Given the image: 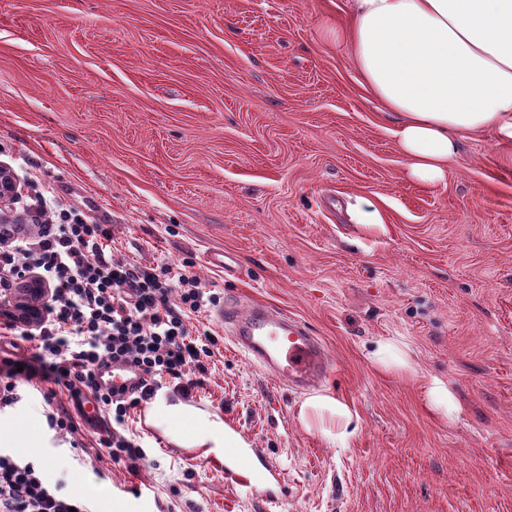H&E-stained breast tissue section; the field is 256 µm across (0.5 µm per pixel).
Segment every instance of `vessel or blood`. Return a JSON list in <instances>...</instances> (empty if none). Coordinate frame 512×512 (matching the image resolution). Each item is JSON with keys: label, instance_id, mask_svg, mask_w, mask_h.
Returning <instances> with one entry per match:
<instances>
[{"label": "vessel or blood", "instance_id": "vessel-or-blood-1", "mask_svg": "<svg viewBox=\"0 0 512 512\" xmlns=\"http://www.w3.org/2000/svg\"><path fill=\"white\" fill-rule=\"evenodd\" d=\"M212 315L220 327L229 328L232 344L275 380L305 389L330 370L324 344L304 323L290 315L259 303L244 312L219 305L214 307ZM94 373L96 381L105 388L134 389L140 385L138 375L109 363L95 368ZM226 454L235 462L233 474L239 485L268 482V474L254 470L240 449H227Z\"/></svg>", "mask_w": 512, "mask_h": 512}]
</instances>
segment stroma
I'll return each instance as SVG.
<instances>
[{
    "label": "stroma",
    "mask_w": 512,
    "mask_h": 512,
    "mask_svg": "<svg viewBox=\"0 0 512 512\" xmlns=\"http://www.w3.org/2000/svg\"><path fill=\"white\" fill-rule=\"evenodd\" d=\"M348 17V0H0V166L22 193L106 210L115 258L189 261L217 302L300 318L333 360L319 390L359 416L328 445L296 419L304 392L222 331L191 401L279 485L248 490L138 419L143 468L98 479L39 398L0 414V440L29 433L44 479L92 512H512V167L477 137L444 183L408 179L395 117L330 37ZM394 340L406 371L371 358ZM435 377L451 417L427 404Z\"/></svg>",
    "instance_id": "35a3bbf8"
}]
</instances>
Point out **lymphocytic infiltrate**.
Segmentation results:
<instances>
[{"instance_id": "1", "label": "lymphocytic infiltrate", "mask_w": 512, "mask_h": 512, "mask_svg": "<svg viewBox=\"0 0 512 512\" xmlns=\"http://www.w3.org/2000/svg\"><path fill=\"white\" fill-rule=\"evenodd\" d=\"M28 210L50 221L35 229L11 225L9 241L0 244V298L29 274L50 294L38 325L0 324L1 337L28 342L30 349L18 360L0 358V412L40 394L48 430L78 449L77 421L58 400L57 389L66 387L74 400L91 393L100 404L106 435L98 451L79 458V465L97 473L108 460L138 471L147 453L129 427L130 412L164 387L187 396L203 387L217 338L207 330L192 333L188 321L214 297L187 269L116 260L109 229L70 210L48 208L43 193H35ZM107 361L138 369L145 377L140 389L101 388L93 370ZM0 512L90 509L86 500L48 484L34 462L0 449Z\"/></svg>"}]
</instances>
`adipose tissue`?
<instances>
[{
  "label": "adipose tissue",
  "instance_id": "obj_1",
  "mask_svg": "<svg viewBox=\"0 0 512 512\" xmlns=\"http://www.w3.org/2000/svg\"><path fill=\"white\" fill-rule=\"evenodd\" d=\"M363 85L399 117L393 132L411 178L435 185L468 136L512 146V0H351L336 29ZM151 421L185 448L222 453L244 447L216 415L158 397ZM299 423L330 444L347 443L359 418L346 402L315 393Z\"/></svg>",
  "mask_w": 512,
  "mask_h": 512
}]
</instances>
